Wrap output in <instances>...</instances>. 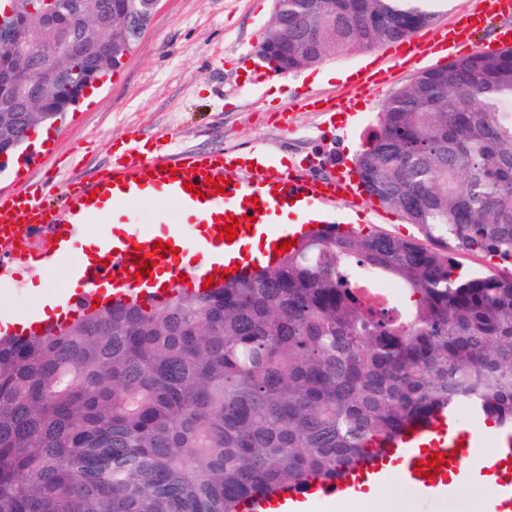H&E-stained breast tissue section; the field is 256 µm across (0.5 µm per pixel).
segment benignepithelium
<instances>
[{"mask_svg": "<svg viewBox=\"0 0 512 512\" xmlns=\"http://www.w3.org/2000/svg\"><path fill=\"white\" fill-rule=\"evenodd\" d=\"M8 0L0 7V114L10 113L0 142L14 138L19 129L18 113L47 112L58 115L83 101L89 89L99 83L97 73L120 65L125 57L112 56V41L136 42L155 14L160 0H141L138 8L130 0ZM39 12L43 25L59 33L60 43H46L31 50L27 38L28 14ZM97 27L103 37H88L86 31ZM257 55L265 60L288 55V41L264 39Z\"/></svg>", "mask_w": 512, "mask_h": 512, "instance_id": "1", "label": "benign epithelium"}]
</instances>
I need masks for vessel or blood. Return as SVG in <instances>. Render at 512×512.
<instances>
[{"instance_id": "vessel-or-blood-1", "label": "vessel or blood", "mask_w": 512, "mask_h": 512, "mask_svg": "<svg viewBox=\"0 0 512 512\" xmlns=\"http://www.w3.org/2000/svg\"><path fill=\"white\" fill-rule=\"evenodd\" d=\"M512 14V0H491L487 9H475L462 24L439 29L433 45L440 56L483 49L479 35L496 19ZM122 159L97 180H70L58 199L40 187L0 189V274L16 256V239L42 235L47 246L41 254L46 267H64L76 292L60 306L67 317L109 307L122 301L166 299L179 290H202L207 278L224 282L225 270H247L258 262L273 263V247L287 239H300L306 230L301 219L309 211L330 205L341 197L359 199L357 183L347 175L332 181L302 179L284 172L281 162L262 147L241 154L231 151L202 153L196 150H148L138 138L122 142ZM222 178L216 191L211 178ZM150 204L151 229L103 236L86 251L76 252L80 229L89 224H109L128 205ZM176 204L182 221L170 223L163 206ZM239 219L234 240L220 239L228 218ZM172 244V253L158 259L150 274L137 276V256L151 255L155 242ZM39 318L26 315L19 321L0 319V334H38ZM438 443L444 464L458 467L463 461L494 470L498 479L489 493L491 512H512V430L498 439L495 461L479 452L481 433L457 426L455 414L441 410L393 437L386 449L333 483L313 482L284 488L273 498L258 497L248 512H328L332 503L364 493L366 484L386 483L398 477L418 497L447 495L437 478L417 473L420 449Z\"/></svg>"}]
</instances>
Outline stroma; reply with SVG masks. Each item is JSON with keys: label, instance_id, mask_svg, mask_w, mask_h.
I'll use <instances>...</instances> for the list:
<instances>
[{"label": "stroma", "instance_id": "35a3bbf8", "mask_svg": "<svg viewBox=\"0 0 512 512\" xmlns=\"http://www.w3.org/2000/svg\"><path fill=\"white\" fill-rule=\"evenodd\" d=\"M273 0H162L119 70L48 128L46 146L29 144L37 164L29 183L61 187L65 180L104 174L114 161L113 143L130 137L201 152L264 143L300 176L334 173L355 160L376 126L386 100L439 57L393 64L385 47L328 58L311 71L297 69L273 81L247 83L240 76L260 65L256 48L269 30ZM383 57L369 90L341 81L374 57ZM315 106L302 107L305 94ZM351 103V115L319 111L320 103ZM16 280L0 292V317L40 310L67 292L62 268L34 259L14 266Z\"/></svg>", "mask_w": 512, "mask_h": 512}]
</instances>
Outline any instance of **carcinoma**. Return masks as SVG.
<instances>
[{"label": "carcinoma", "instance_id": "1", "mask_svg": "<svg viewBox=\"0 0 512 512\" xmlns=\"http://www.w3.org/2000/svg\"><path fill=\"white\" fill-rule=\"evenodd\" d=\"M446 2L281 0L267 37H288L294 71L406 38ZM54 120L31 114L10 151ZM355 166L436 246L324 224L205 293L0 336V512H240L442 408L512 426V281L455 258L512 261V46L393 93Z\"/></svg>", "mask_w": 512, "mask_h": 512}]
</instances>
